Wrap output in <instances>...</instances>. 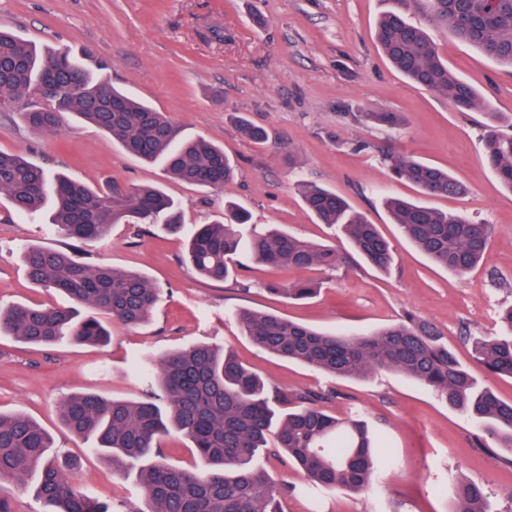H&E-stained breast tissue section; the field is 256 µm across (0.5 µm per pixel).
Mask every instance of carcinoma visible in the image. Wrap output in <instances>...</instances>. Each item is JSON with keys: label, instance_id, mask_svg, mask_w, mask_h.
<instances>
[{"label": "carcinoma", "instance_id": "obj_1", "mask_svg": "<svg viewBox=\"0 0 512 512\" xmlns=\"http://www.w3.org/2000/svg\"><path fill=\"white\" fill-rule=\"evenodd\" d=\"M438 28L488 59L512 66V0H393L378 22L376 39L390 64L415 85L436 92L458 112L480 103L479 92L453 74L425 30L409 18L411 8ZM40 94L58 101L47 108L30 105L21 117L33 130L58 132L65 117L77 115L107 134L127 154L161 163L172 178L211 190L224 188L233 166L224 148L197 138L177 140L163 112L135 99L92 73L64 49H43L0 26V109L11 110L21 97ZM483 126L485 159L500 183L512 191V117L487 113ZM373 123L397 127L396 112H365ZM241 133L261 144L264 129L238 119ZM387 169L424 194L454 197L465 187L447 171L403 155L384 158ZM0 194L12 208L36 214L52 203L50 224L72 241L70 249L27 247L22 262L30 281L68 296L71 306L44 304L0 307V335L30 345H51L64 337L77 343L104 344L109 331L103 318L123 325L144 324L156 307L160 289L140 273L92 265L76 259L106 237L115 224H158L178 233L181 217L163 190L151 186L89 188L63 175L52 176L18 154L0 153ZM307 211L350 242L357 255L375 268L393 262L389 240L378 225L354 211L335 192L307 184ZM385 205L404 235L436 266L465 275L485 257L492 228L450 214L422 201L388 197ZM238 206L226 207L224 223L201 224L187 244V260L200 276L223 281L242 259L273 268H335L344 262L339 249L315 244L286 231L247 226ZM270 290L288 300L305 299L310 281L274 284ZM235 317L245 336L262 351L295 361L336 378H364L396 372L431 389L480 427L499 448L512 449V401L489 386H478L455 358L439 332L409 313L399 322L364 336L331 334L273 313L240 309ZM506 336L474 342L475 359L492 375L512 378V306L502 313ZM145 390L140 399H108L83 393L59 403L68 432L90 440L114 466L137 469L146 508L123 512H280L281 490L254 466L273 448L304 475L303 491L359 492L371 486L387 458L360 416L337 418L321 408L329 394L303 391L288 395L271 389L241 364L231 350L194 343L147 357L140 365ZM288 407L280 415L278 406ZM176 432L190 442L200 467L167 461L165 439ZM49 433L34 419L0 412V482L36 480L44 512H108L78 491L51 453ZM456 512H487L484 487L460 480L453 486Z\"/></svg>", "mask_w": 512, "mask_h": 512}]
</instances>
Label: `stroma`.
Segmentation results:
<instances>
[{
    "instance_id": "stroma-1",
    "label": "stroma",
    "mask_w": 512,
    "mask_h": 512,
    "mask_svg": "<svg viewBox=\"0 0 512 512\" xmlns=\"http://www.w3.org/2000/svg\"><path fill=\"white\" fill-rule=\"evenodd\" d=\"M387 0H0V22L23 39L73 53L94 49L108 63L99 79L166 113L181 138L204 137L224 148L235 175L212 191L170 178L160 166L126 154L93 125L68 117L59 134H41L13 111L0 112V152L23 154L51 173L91 187L160 186L179 206L184 231L153 224H119L91 247L86 260L144 274L161 299L144 326L110 322L108 345L30 346L0 336V412L21 413L53 436L71 460L70 479L107 504H140L136 470L115 468L72 436L58 402L95 392L139 399L143 356L159 357L194 342L231 347L270 386L293 394L329 390L324 410L347 417L361 407L391 458L363 492L325 491L312 499L282 455L266 453L257 467L282 487V512H455L451 484H481L488 512H512V453L491 457L479 428L428 388L395 372L336 379L273 357L244 336L233 317L246 308L285 316L328 332L366 334L413 312L434 324L479 385L512 401V379L478 369L474 339L498 336L500 310L512 304V192L501 187L484 158L481 131L488 113L512 114V69L426 26L449 68L477 88L482 109L455 111L447 99L402 77L384 57L375 27ZM363 112H397L401 126L366 123ZM244 116L265 127L256 146L238 131ZM394 153L447 169L467 188L457 197L430 196L432 207L492 225L484 261L460 276L434 265L392 223L383 201L418 198L407 181L390 177L383 158ZM313 182L345 197L391 241L392 268L380 272L349 253L333 270L279 271L245 260L233 279L198 277L185 261L186 233L224 218V205L244 207L258 227L275 226L320 243L334 231L308 214L300 185ZM61 249L43 217L16 214L0 196V305L61 304L62 295L33 285L24 248ZM314 279L320 293L289 302L274 283Z\"/></svg>"
}]
</instances>
